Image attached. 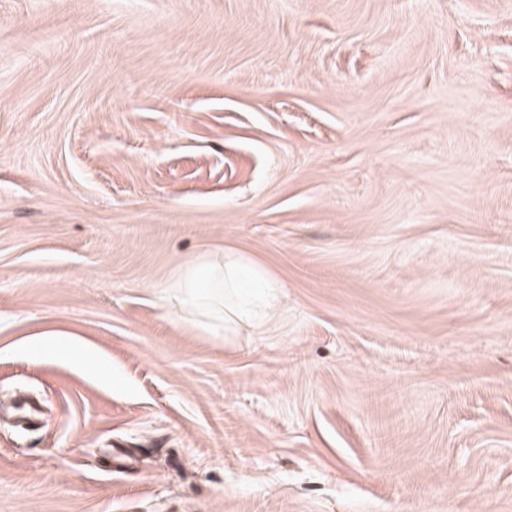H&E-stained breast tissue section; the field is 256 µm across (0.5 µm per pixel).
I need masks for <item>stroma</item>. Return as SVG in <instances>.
Wrapping results in <instances>:
<instances>
[{"label": "stroma", "instance_id": "obj_1", "mask_svg": "<svg viewBox=\"0 0 512 512\" xmlns=\"http://www.w3.org/2000/svg\"><path fill=\"white\" fill-rule=\"evenodd\" d=\"M9 397L0 512H512V0H0ZM282 284L267 268L238 250L192 257L171 274L168 308L189 313L192 324L212 336H236L245 328L269 331L280 308Z\"/></svg>", "mask_w": 512, "mask_h": 512}]
</instances>
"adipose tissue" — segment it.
I'll list each match as a JSON object with an SVG mask.
<instances>
[{"instance_id":"adipose-tissue-1","label":"adipose tissue","mask_w":512,"mask_h":512,"mask_svg":"<svg viewBox=\"0 0 512 512\" xmlns=\"http://www.w3.org/2000/svg\"><path fill=\"white\" fill-rule=\"evenodd\" d=\"M166 294L170 310L189 313L194 326L213 336L240 328L265 334L283 297L280 280L238 250L192 257L173 271Z\"/></svg>"}]
</instances>
